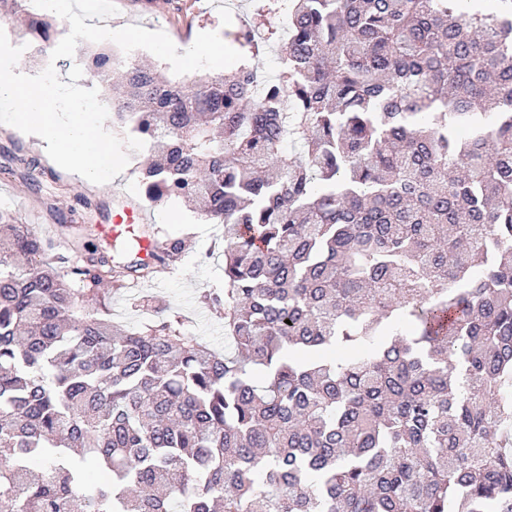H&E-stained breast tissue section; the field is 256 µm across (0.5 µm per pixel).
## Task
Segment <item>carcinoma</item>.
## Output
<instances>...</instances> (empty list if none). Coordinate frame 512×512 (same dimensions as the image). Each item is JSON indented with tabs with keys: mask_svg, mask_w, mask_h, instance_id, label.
<instances>
[{
	"mask_svg": "<svg viewBox=\"0 0 512 512\" xmlns=\"http://www.w3.org/2000/svg\"><path fill=\"white\" fill-rule=\"evenodd\" d=\"M255 11L274 79L253 26L224 75L88 57L147 201L224 227L232 351L112 323V244L0 213V512H512V0Z\"/></svg>",
	"mask_w": 512,
	"mask_h": 512,
	"instance_id": "carcinoma-1",
	"label": "carcinoma"
}]
</instances>
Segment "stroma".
<instances>
[{
	"label": "stroma",
	"instance_id": "stroma-1",
	"mask_svg": "<svg viewBox=\"0 0 512 512\" xmlns=\"http://www.w3.org/2000/svg\"><path fill=\"white\" fill-rule=\"evenodd\" d=\"M117 14L111 26L138 24L164 31L176 46L193 42L200 32H229L248 24L251 0H115ZM140 153H133L122 177L93 185L58 166L46 153V143L34 135L0 123V211L44 238L60 250L76 242L77 226L88 227L100 243L113 217L129 201L144 198L138 170ZM35 160L33 177H26L23 160ZM146 223L162 240L180 238L187 247L175 266L145 279L130 274L121 291L110 294L108 306L114 322L137 327L150 320L149 312L135 308L143 296L153 298L165 313L181 315L185 335L224 347V316L202 302V295L224 286V230L210 224L181 199L150 207Z\"/></svg>",
	"mask_w": 512,
	"mask_h": 512
}]
</instances>
